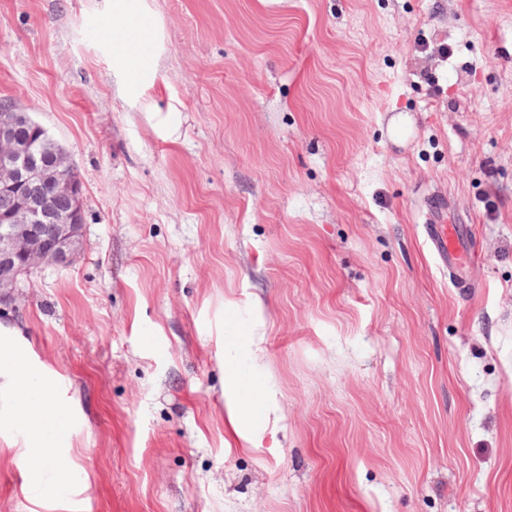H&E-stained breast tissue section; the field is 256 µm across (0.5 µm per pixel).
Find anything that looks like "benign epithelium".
<instances>
[{
  "instance_id": "1",
  "label": "benign epithelium",
  "mask_w": 512,
  "mask_h": 512,
  "mask_svg": "<svg viewBox=\"0 0 512 512\" xmlns=\"http://www.w3.org/2000/svg\"><path fill=\"white\" fill-rule=\"evenodd\" d=\"M46 129L28 112H14L0 122V192L13 195L16 206L0 220V312L16 307L17 292L31 275L49 264L68 265L79 253L83 237V186L73 176L74 166L66 151L55 159L52 180H47L34 147L18 141L17 127ZM62 192L70 209L56 212L47 196Z\"/></svg>"
}]
</instances>
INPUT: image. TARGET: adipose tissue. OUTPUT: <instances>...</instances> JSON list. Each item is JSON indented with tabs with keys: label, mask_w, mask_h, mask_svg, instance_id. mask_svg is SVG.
Instances as JSON below:
<instances>
[{
	"label": "adipose tissue",
	"mask_w": 512,
	"mask_h": 512,
	"mask_svg": "<svg viewBox=\"0 0 512 512\" xmlns=\"http://www.w3.org/2000/svg\"><path fill=\"white\" fill-rule=\"evenodd\" d=\"M112 59L123 78V90L135 97L156 77L155 59L162 46V32L145 10L131 9L119 0L112 5ZM7 363L0 372V388L16 397L14 417L27 420L31 444L16 452L18 467L29 485L39 493H53L55 487L68 484L74 470L69 463L67 440L55 428L59 406L54 386L45 375L36 372L26 354L7 338H0V363ZM229 400L226 426L232 436L244 434V426L264 394L255 384H247L236 375L225 378ZM51 473V484H43L44 473Z\"/></svg>",
	"instance_id": "1"
}]
</instances>
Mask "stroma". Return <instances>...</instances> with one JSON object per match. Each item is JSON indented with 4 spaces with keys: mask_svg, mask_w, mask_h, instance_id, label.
I'll list each match as a JSON object with an SVG mask.
<instances>
[{
    "mask_svg": "<svg viewBox=\"0 0 512 512\" xmlns=\"http://www.w3.org/2000/svg\"><path fill=\"white\" fill-rule=\"evenodd\" d=\"M143 5L163 49L129 99L112 0H0V100L84 215L0 314L74 482L24 495L2 394L0 512H512V0ZM434 201L476 229L465 287ZM228 360L266 388L261 448L225 426ZM425 223L426 240L442 265L461 266L465 259L471 258L466 239L472 229L467 224H448L441 210L431 211Z\"/></svg>",
    "mask_w": 512,
    "mask_h": 512,
    "instance_id": "35a3bbf8",
    "label": "stroma"
}]
</instances>
